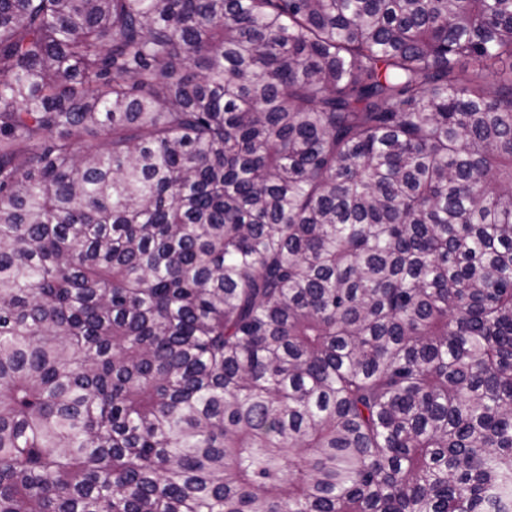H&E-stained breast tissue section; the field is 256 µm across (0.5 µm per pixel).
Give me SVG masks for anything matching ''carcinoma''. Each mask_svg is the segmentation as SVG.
I'll list each match as a JSON object with an SVG mask.
<instances>
[{"mask_svg": "<svg viewBox=\"0 0 512 512\" xmlns=\"http://www.w3.org/2000/svg\"><path fill=\"white\" fill-rule=\"evenodd\" d=\"M0 512H512V0H0Z\"/></svg>", "mask_w": 512, "mask_h": 512, "instance_id": "1", "label": "carcinoma"}]
</instances>
